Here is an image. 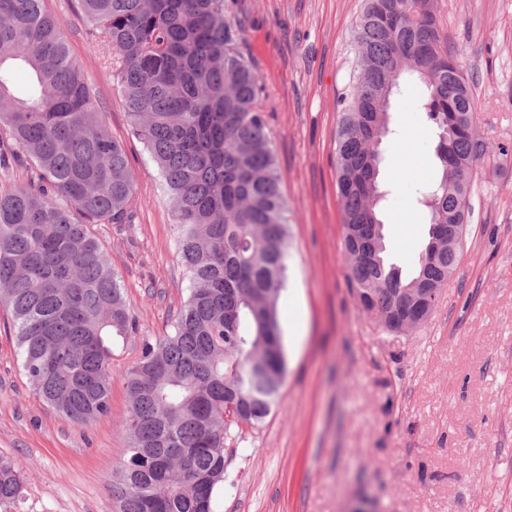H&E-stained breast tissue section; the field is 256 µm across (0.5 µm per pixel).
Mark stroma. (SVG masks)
Masks as SVG:
<instances>
[{"mask_svg": "<svg viewBox=\"0 0 512 512\" xmlns=\"http://www.w3.org/2000/svg\"><path fill=\"white\" fill-rule=\"evenodd\" d=\"M264 92L288 202L278 300L287 371L264 422L224 445L215 512H512V0H435L464 63L480 151L463 253L429 319L386 330L359 307L343 256L336 185L339 98L349 84L363 0H226ZM99 110L129 159L131 227L92 231L123 280L137 333L114 346L111 412L72 423L39 400L0 309V456L19 460L12 512H116L112 473L128 439L122 372L164 335L187 295L170 206L133 134L117 80L93 48L79 0H45ZM403 75L378 177L391 262L411 273L428 242L420 201L441 169Z\"/></svg>", "mask_w": 512, "mask_h": 512, "instance_id": "1", "label": "stroma"}]
</instances>
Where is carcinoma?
Here are the masks:
<instances>
[{"mask_svg": "<svg viewBox=\"0 0 512 512\" xmlns=\"http://www.w3.org/2000/svg\"><path fill=\"white\" fill-rule=\"evenodd\" d=\"M120 84L133 133L160 175L188 295L170 331L143 342L124 372L127 459L118 512H214L224 442L281 396L277 318L288 256L287 202L257 72L224 0H80ZM357 57L340 99L337 190L347 280L396 333L429 314L458 264L467 229L475 105L464 68L448 69L433 0H366ZM23 72L20 87L16 74ZM425 85L441 178L426 195L428 243L414 273L387 259L377 194L380 146L400 76ZM45 0H0V171L30 170L0 191V307L35 394L77 425L111 412L113 341L136 331L118 275L91 232L131 224L135 182ZM24 493L23 468L0 457V506Z\"/></svg>", "mask_w": 512, "mask_h": 512, "instance_id": "obj_1", "label": "carcinoma"}]
</instances>
